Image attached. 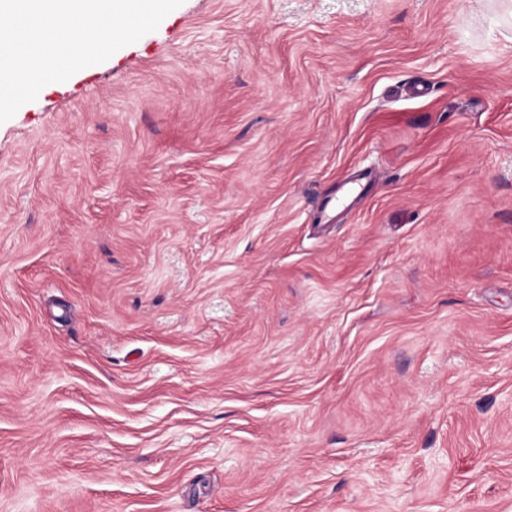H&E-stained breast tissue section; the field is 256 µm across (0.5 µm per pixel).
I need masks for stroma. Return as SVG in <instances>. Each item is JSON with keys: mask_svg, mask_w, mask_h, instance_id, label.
Listing matches in <instances>:
<instances>
[{"mask_svg": "<svg viewBox=\"0 0 512 512\" xmlns=\"http://www.w3.org/2000/svg\"><path fill=\"white\" fill-rule=\"evenodd\" d=\"M0 512H512V0H184L0 124Z\"/></svg>", "mask_w": 512, "mask_h": 512, "instance_id": "stroma-1", "label": "stroma"}]
</instances>
